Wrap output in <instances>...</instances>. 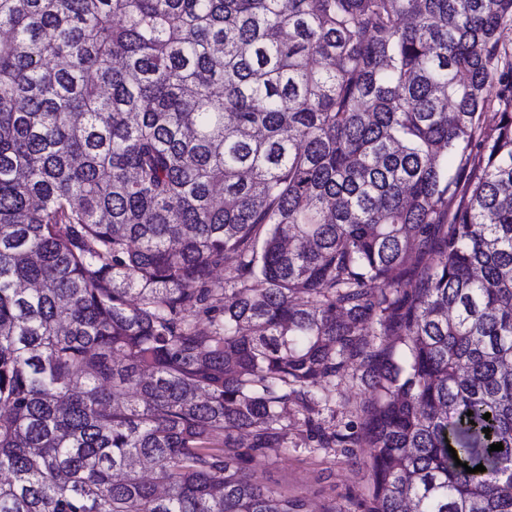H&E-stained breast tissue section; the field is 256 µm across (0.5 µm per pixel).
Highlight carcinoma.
Wrapping results in <instances>:
<instances>
[{
  "label": "carcinoma",
  "mask_w": 512,
  "mask_h": 512,
  "mask_svg": "<svg viewBox=\"0 0 512 512\" xmlns=\"http://www.w3.org/2000/svg\"><path fill=\"white\" fill-rule=\"evenodd\" d=\"M508 28L0 0V512H306L242 471L301 428L370 448L366 512H512ZM371 390V387L359 379H353L350 371L345 373L336 386V412L332 413L327 409L321 410L322 417L328 421L334 420L336 425L356 421L361 414L362 406L372 400ZM332 414H334V419H332Z\"/></svg>",
  "instance_id": "obj_1"
}]
</instances>
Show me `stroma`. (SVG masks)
<instances>
[{
  "label": "stroma",
  "mask_w": 512,
  "mask_h": 512,
  "mask_svg": "<svg viewBox=\"0 0 512 512\" xmlns=\"http://www.w3.org/2000/svg\"><path fill=\"white\" fill-rule=\"evenodd\" d=\"M370 400L369 386L344 374L336 387L335 423L356 420ZM290 439L293 448H271L247 462V475L259 485L304 498L314 512H363L371 488L366 448L328 455L305 448L301 435Z\"/></svg>",
  "instance_id": "obj_1"
}]
</instances>
